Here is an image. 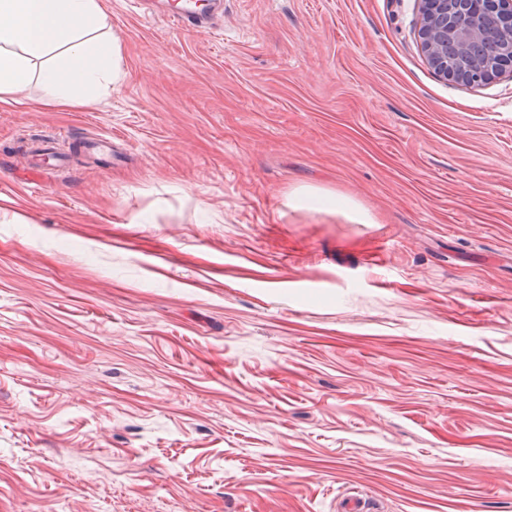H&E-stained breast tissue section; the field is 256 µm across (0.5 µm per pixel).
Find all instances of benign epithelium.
Wrapping results in <instances>:
<instances>
[{
	"instance_id": "7a95c632",
	"label": "benign epithelium",
	"mask_w": 512,
	"mask_h": 512,
	"mask_svg": "<svg viewBox=\"0 0 512 512\" xmlns=\"http://www.w3.org/2000/svg\"><path fill=\"white\" fill-rule=\"evenodd\" d=\"M422 49L438 74L473 85L501 74L512 57V0H422Z\"/></svg>"
}]
</instances>
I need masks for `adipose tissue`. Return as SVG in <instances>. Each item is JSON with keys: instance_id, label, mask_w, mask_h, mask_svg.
Instances as JSON below:
<instances>
[{"instance_id": "ef3b65f1", "label": "adipose tissue", "mask_w": 512, "mask_h": 512, "mask_svg": "<svg viewBox=\"0 0 512 512\" xmlns=\"http://www.w3.org/2000/svg\"><path fill=\"white\" fill-rule=\"evenodd\" d=\"M104 24L99 0H0V95L18 93L28 60L46 55L39 77L59 104L100 88L120 54L117 41L98 37Z\"/></svg>"}]
</instances>
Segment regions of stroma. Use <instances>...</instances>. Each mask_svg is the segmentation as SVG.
Wrapping results in <instances>:
<instances>
[{"instance_id":"obj_1","label":"stroma","mask_w":512,"mask_h":512,"mask_svg":"<svg viewBox=\"0 0 512 512\" xmlns=\"http://www.w3.org/2000/svg\"><path fill=\"white\" fill-rule=\"evenodd\" d=\"M101 5L117 83L0 101L71 152L0 173V512H512V77L418 0ZM192 0H185L181 6L169 16L170 20L176 22L186 30H198L200 28L210 25L212 21L208 22L205 17L193 6ZM303 196L307 206L313 211L355 206L348 198L327 195L318 191H306L303 193Z\"/></svg>"}]
</instances>
